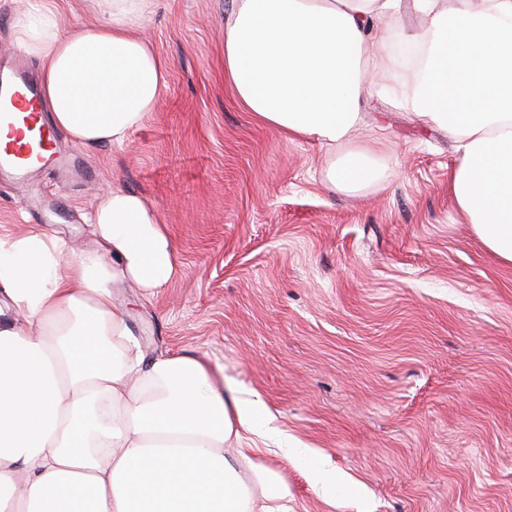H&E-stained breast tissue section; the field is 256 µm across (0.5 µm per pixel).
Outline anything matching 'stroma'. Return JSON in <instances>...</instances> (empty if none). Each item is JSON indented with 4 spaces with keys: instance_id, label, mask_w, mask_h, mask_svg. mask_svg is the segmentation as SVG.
<instances>
[{
    "instance_id": "1",
    "label": "stroma",
    "mask_w": 512,
    "mask_h": 512,
    "mask_svg": "<svg viewBox=\"0 0 512 512\" xmlns=\"http://www.w3.org/2000/svg\"><path fill=\"white\" fill-rule=\"evenodd\" d=\"M232 0H158L145 35L167 87L130 142L78 146L0 182V227L94 248L89 213L120 187L158 210L178 274L114 294L143 351L191 354L265 407L243 448L289 512H512V264L464 224L447 135L367 94L356 145L384 171L349 194L325 149L256 121L224 80ZM334 475L318 485L316 471Z\"/></svg>"
}]
</instances>
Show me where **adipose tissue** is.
Here are the masks:
<instances>
[{
	"instance_id": "ef3b65f1",
	"label": "adipose tissue",
	"mask_w": 512,
	"mask_h": 512,
	"mask_svg": "<svg viewBox=\"0 0 512 512\" xmlns=\"http://www.w3.org/2000/svg\"><path fill=\"white\" fill-rule=\"evenodd\" d=\"M412 0L415 85L397 106L456 144L451 193L465 222L512 264V0ZM403 0H234L224 78L260 123L339 156L334 185L378 169L353 143L361 101L389 63L367 49ZM94 25L62 28L56 0H30L12 46L39 65L41 105L82 145H122L153 112L169 66L143 31L150 0H87ZM95 249L32 227L0 231V512H288L278 475L226 446L266 429L261 405L214 389L190 355L146 357L113 302L177 274L155 208L115 187L90 213Z\"/></svg>"
}]
</instances>
